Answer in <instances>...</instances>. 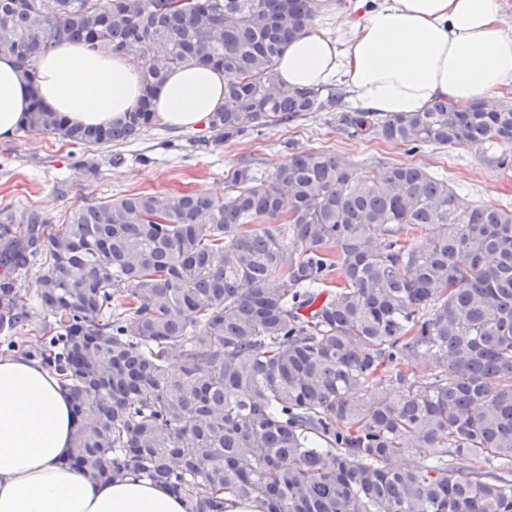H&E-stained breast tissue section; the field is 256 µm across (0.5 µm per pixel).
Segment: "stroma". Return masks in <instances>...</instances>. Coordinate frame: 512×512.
I'll use <instances>...</instances> for the list:
<instances>
[{
    "mask_svg": "<svg viewBox=\"0 0 512 512\" xmlns=\"http://www.w3.org/2000/svg\"><path fill=\"white\" fill-rule=\"evenodd\" d=\"M208 127L177 130L165 125L139 139L108 147L75 151L58 136L17 131L0 140V209L8 208L15 224H25L37 210L62 223L70 207L140 192L193 189L216 201L228 195L229 179L240 158L255 161L259 177L292 154L323 149L339 163L359 172L381 161L426 168L445 180L467 203L512 209V166L494 158L512 155V146H423L410 151L375 138L346 134L332 112H318L259 134L220 146L211 145Z\"/></svg>",
    "mask_w": 512,
    "mask_h": 512,
    "instance_id": "stroma-1",
    "label": "stroma"
}]
</instances>
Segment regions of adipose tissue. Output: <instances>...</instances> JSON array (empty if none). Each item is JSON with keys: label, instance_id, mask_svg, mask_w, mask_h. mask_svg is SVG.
Returning <instances> with one entry per match:
<instances>
[{"label": "adipose tissue", "instance_id": "adipose-tissue-1", "mask_svg": "<svg viewBox=\"0 0 512 512\" xmlns=\"http://www.w3.org/2000/svg\"><path fill=\"white\" fill-rule=\"evenodd\" d=\"M334 26L312 25L285 48L278 78L291 87L343 82L380 114L418 112L437 99L492 101L512 81V30L504 0H317ZM142 77L123 54L64 43L42 54L28 81L0 54V139L26 124L33 97L68 123L125 120ZM224 102V76L202 67L171 72L154 98L156 119L175 129L207 125ZM75 429L59 377L38 360L0 355V512H186V502L129 474L94 480L66 465Z\"/></svg>", "mask_w": 512, "mask_h": 512}]
</instances>
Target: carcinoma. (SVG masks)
Wrapping results in <instances>:
<instances>
[{
	"label": "carcinoma",
	"instance_id": "cac0c4a2",
	"mask_svg": "<svg viewBox=\"0 0 512 512\" xmlns=\"http://www.w3.org/2000/svg\"><path fill=\"white\" fill-rule=\"evenodd\" d=\"M316 0H0V53L34 81L63 42L135 57L142 95L108 127L68 124L33 96L22 130L80 149L154 124L156 88L188 65L224 72L216 145L338 112L351 136L396 146L512 143V101L344 111L343 88H290L277 64ZM218 203L152 192L0 211V333L65 381L68 464L132 469L225 512H512V210L464 204L424 168L359 174L324 150L261 180L233 170ZM434 227L417 243L405 232ZM44 269L35 296L22 282ZM42 318L36 335L25 326ZM181 368L169 369L173 352ZM410 445L419 463L397 460ZM480 459L484 469L464 470Z\"/></svg>",
	"mask_w": 512,
	"mask_h": 512
}]
</instances>
